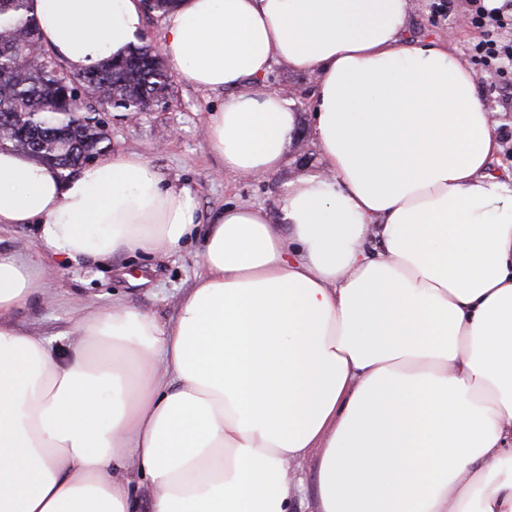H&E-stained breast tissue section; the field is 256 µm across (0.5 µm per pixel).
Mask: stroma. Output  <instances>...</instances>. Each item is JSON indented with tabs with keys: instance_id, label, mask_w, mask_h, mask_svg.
I'll use <instances>...</instances> for the list:
<instances>
[{
	"instance_id": "obj_1",
	"label": "stroma",
	"mask_w": 512,
	"mask_h": 512,
	"mask_svg": "<svg viewBox=\"0 0 512 512\" xmlns=\"http://www.w3.org/2000/svg\"><path fill=\"white\" fill-rule=\"evenodd\" d=\"M408 2L404 42L435 40L447 44L459 62L472 65L477 95L490 114L500 145L493 170L500 176H511L512 98L502 95L493 74L472 62L470 48L480 32L467 20L466 0H454L452 14L445 21L435 20L434 0ZM268 80L295 89L297 125L284 166L265 176L227 173L208 148L203 128L208 115L223 106L224 92L202 91L175 76L167 104L140 114L136 121H125L113 111L104 113L112 152L141 153L160 173L165 185L191 189L198 200V225L176 254L127 253L79 264L40 248L35 225L0 227L1 249L28 256L42 269L39 293L13 315L17 327L44 338L62 352L73 341L72 325L80 312L108 307L116 300L152 312L161 321H174L181 294L201 271L203 238L213 216L234 204L261 206L270 216H277L284 185L320 166L318 145L312 135L315 76L292 72L285 63L278 62Z\"/></svg>"
}]
</instances>
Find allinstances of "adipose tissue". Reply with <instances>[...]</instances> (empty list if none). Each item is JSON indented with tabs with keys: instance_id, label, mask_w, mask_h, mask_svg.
I'll return each mask as SVG.
<instances>
[{
	"instance_id": "1",
	"label": "adipose tissue",
	"mask_w": 512,
	"mask_h": 512,
	"mask_svg": "<svg viewBox=\"0 0 512 512\" xmlns=\"http://www.w3.org/2000/svg\"><path fill=\"white\" fill-rule=\"evenodd\" d=\"M74 72L124 56L141 0H29ZM408 0H180L163 49L229 96L204 136L225 172L278 171L297 123L264 80L317 77V172L279 219L230 205L173 322L113 303L59 357L13 313L31 261L0 249V512H512V177L476 75L405 43ZM254 90L239 92L244 81ZM195 195L137 152L71 177L0 150V225L69 261L179 251ZM297 475L303 479V491L296 501L297 512H313L315 501L314 465L311 460L295 464Z\"/></svg>"
}]
</instances>
